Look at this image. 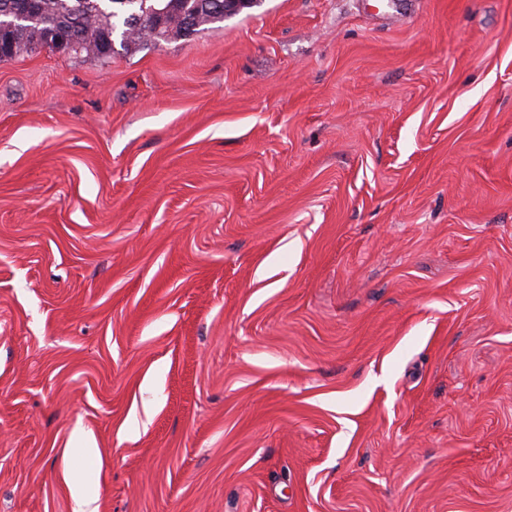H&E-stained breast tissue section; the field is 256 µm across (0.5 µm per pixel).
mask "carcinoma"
<instances>
[{
	"label": "carcinoma",
	"mask_w": 512,
	"mask_h": 512,
	"mask_svg": "<svg viewBox=\"0 0 512 512\" xmlns=\"http://www.w3.org/2000/svg\"><path fill=\"white\" fill-rule=\"evenodd\" d=\"M36 10L11 33V48L0 60L39 48L56 50L61 39L73 40V57L109 59V41L127 53L141 46L187 39L250 7L244 0L225 10L224 0H35Z\"/></svg>",
	"instance_id": "carcinoma-1"
}]
</instances>
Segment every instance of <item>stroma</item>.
<instances>
[{"label": "stroma", "instance_id": "stroma-1", "mask_svg": "<svg viewBox=\"0 0 512 512\" xmlns=\"http://www.w3.org/2000/svg\"><path fill=\"white\" fill-rule=\"evenodd\" d=\"M75 477L97 512H512V0L0 60V512Z\"/></svg>", "mask_w": 512, "mask_h": 512}]
</instances>
